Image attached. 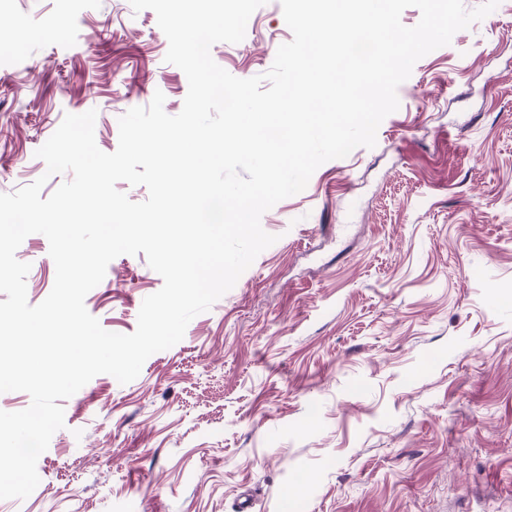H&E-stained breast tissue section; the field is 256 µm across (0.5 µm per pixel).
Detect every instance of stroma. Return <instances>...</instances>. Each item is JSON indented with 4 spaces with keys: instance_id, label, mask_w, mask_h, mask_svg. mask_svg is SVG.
I'll use <instances>...</instances> for the list:
<instances>
[{
    "instance_id": "obj_1",
    "label": "stroma",
    "mask_w": 512,
    "mask_h": 512,
    "mask_svg": "<svg viewBox=\"0 0 512 512\" xmlns=\"http://www.w3.org/2000/svg\"><path fill=\"white\" fill-rule=\"evenodd\" d=\"M212 46L238 78L292 38L279 0ZM154 11L129 0H0V193L46 176L35 152L96 110L100 150L155 92L178 114ZM374 148L317 168L261 217L276 241L183 339L122 385L64 400L40 483L0 512H512V0L419 59ZM29 304L55 281L44 235ZM162 277L113 259L85 298L133 333Z\"/></svg>"
}]
</instances>
